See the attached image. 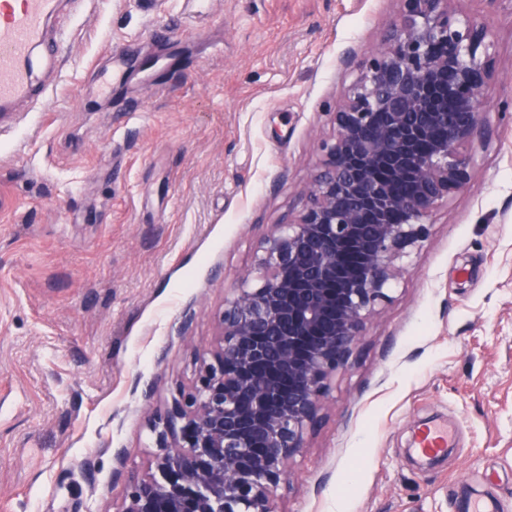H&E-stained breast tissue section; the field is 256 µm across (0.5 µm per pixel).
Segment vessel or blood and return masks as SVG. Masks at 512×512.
<instances>
[{
  "instance_id": "1",
  "label": "vessel or blood",
  "mask_w": 512,
  "mask_h": 512,
  "mask_svg": "<svg viewBox=\"0 0 512 512\" xmlns=\"http://www.w3.org/2000/svg\"><path fill=\"white\" fill-rule=\"evenodd\" d=\"M58 5L59 0H18L14 5L0 0V110L32 95L51 94V86H35L30 61L33 50L46 41V24ZM451 440L447 427H428L416 434L417 451L442 453Z\"/></svg>"
}]
</instances>
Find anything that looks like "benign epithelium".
<instances>
[{
  "label": "benign epithelium",
  "instance_id": "7a95c632",
  "mask_svg": "<svg viewBox=\"0 0 512 512\" xmlns=\"http://www.w3.org/2000/svg\"><path fill=\"white\" fill-rule=\"evenodd\" d=\"M400 2L399 25L336 105L302 211L260 238L192 385L152 419L160 452L148 477L127 480L120 512H278L330 380L390 301L396 261L471 187L488 28L454 0Z\"/></svg>",
  "mask_w": 512,
  "mask_h": 512
}]
</instances>
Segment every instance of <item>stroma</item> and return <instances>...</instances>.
I'll return each mask as SVG.
<instances>
[{
	"label": "stroma",
	"instance_id": "obj_1",
	"mask_svg": "<svg viewBox=\"0 0 512 512\" xmlns=\"http://www.w3.org/2000/svg\"><path fill=\"white\" fill-rule=\"evenodd\" d=\"M474 186L429 217L337 371L278 512H512V13ZM398 0H69L38 47L53 96L0 117V512H121L150 421L190 386L258 240L302 209L331 113ZM125 49L108 92L105 46ZM448 425L434 462L414 431Z\"/></svg>",
	"mask_w": 512,
	"mask_h": 512
}]
</instances>
